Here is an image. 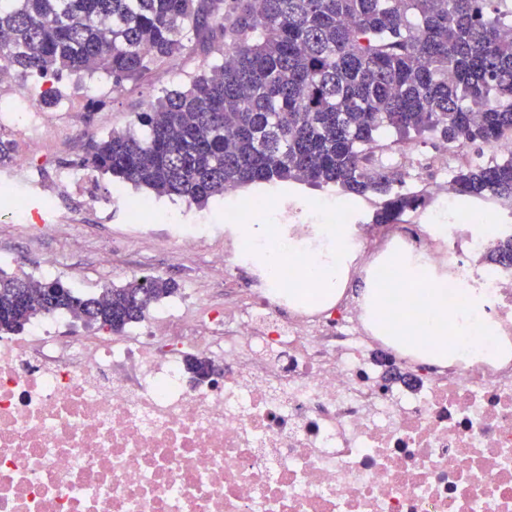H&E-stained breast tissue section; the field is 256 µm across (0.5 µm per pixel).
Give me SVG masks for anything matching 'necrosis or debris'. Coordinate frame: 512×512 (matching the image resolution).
<instances>
[{
    "label": "necrosis or debris",
    "instance_id": "obj_1",
    "mask_svg": "<svg viewBox=\"0 0 512 512\" xmlns=\"http://www.w3.org/2000/svg\"><path fill=\"white\" fill-rule=\"evenodd\" d=\"M407 190L426 193L430 231L352 235L356 260L422 252L451 302L479 296L478 340L512 335V267L491 263L512 225L494 204L461 202L459 159L384 144ZM356 205L326 197L318 221L291 211L279 244L353 223ZM212 276L237 287L234 229ZM298 262L282 263L214 310L194 291L118 336L66 335L56 315L0 336V512H512V358L421 362L373 329L345 298L297 306ZM200 353L216 378L189 383Z\"/></svg>",
    "mask_w": 512,
    "mask_h": 512
}]
</instances>
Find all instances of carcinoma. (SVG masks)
I'll return each instance as SVG.
<instances>
[{
  "instance_id": "cac0c4a2",
  "label": "carcinoma",
  "mask_w": 512,
  "mask_h": 512,
  "mask_svg": "<svg viewBox=\"0 0 512 512\" xmlns=\"http://www.w3.org/2000/svg\"><path fill=\"white\" fill-rule=\"evenodd\" d=\"M219 58L165 91L121 131L89 136L82 166L196 204L244 186L303 183L381 196L374 224L426 205L405 173L375 160L387 130L494 148L512 140V11L501 0H0V70L39 104L63 77L113 86L145 78L204 32ZM38 76L43 82L29 86ZM464 199L512 200V155L455 172ZM178 284L133 278L84 295L0 268V336L66 312L114 333Z\"/></svg>"
}]
</instances>
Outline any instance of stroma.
Returning <instances> with one entry per match:
<instances>
[{
  "instance_id": "1",
  "label": "stroma",
  "mask_w": 512,
  "mask_h": 512,
  "mask_svg": "<svg viewBox=\"0 0 512 512\" xmlns=\"http://www.w3.org/2000/svg\"><path fill=\"white\" fill-rule=\"evenodd\" d=\"M221 45L217 37L201 44L195 53L173 56L146 80L114 88L103 104L94 107L88 104L84 85L66 81V103L72 116L66 123L37 132L38 147L31 161L40 180L18 192L20 205L32 211L38 210L44 195L59 196L57 228L50 234H38L10 210H0L1 269L36 275L44 257L52 256L58 261L55 277L83 294L92 295L114 284V272L121 271L130 279L150 275L173 279L179 287L196 288L213 305L223 306L224 284L213 279L208 269L211 255L224 249L223 236H202L187 252L177 251L168 241L170 231L191 233L193 223L199 220L223 223V199L211 200L200 208L176 196L162 197L155 201L161 219L135 224L128 210L140 198V191L129 186L115 188L110 176L98 174L86 199L79 189L59 180V171L71 156L84 153L88 133L124 129L161 91L177 87L187 76L202 70ZM105 248L112 252L113 267L100 262Z\"/></svg>"
}]
</instances>
